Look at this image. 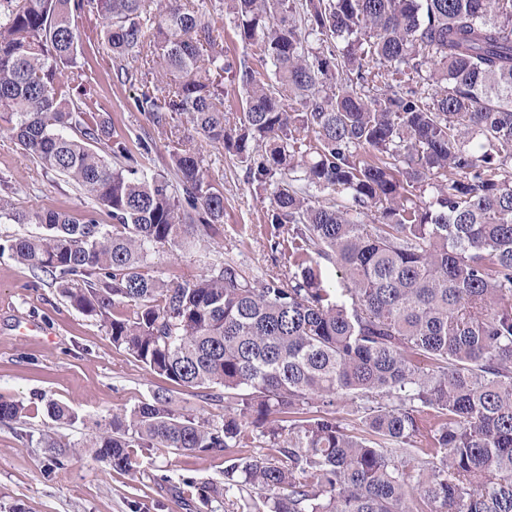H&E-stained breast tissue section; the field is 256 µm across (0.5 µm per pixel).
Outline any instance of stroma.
Returning a JSON list of instances; mask_svg holds the SVG:
<instances>
[{"label":"stroma","mask_w":512,"mask_h":512,"mask_svg":"<svg viewBox=\"0 0 512 512\" xmlns=\"http://www.w3.org/2000/svg\"><path fill=\"white\" fill-rule=\"evenodd\" d=\"M78 65L93 75L89 106L111 116L115 137L130 143L139 137L152 140L148 174L168 173L170 154L181 145L195 151L210 179L224 188L223 235L186 252L154 256L157 278L190 279L227 259L256 280L266 270L286 269L287 257L269 248L268 199L244 182L241 168L225 158L223 148L196 134L187 115L174 114L163 132L135 108L142 91L164 95L170 77L119 81L94 41L84 43ZM8 126L1 118L0 194L20 209L89 210L87 195L43 170L11 138ZM161 388L184 411L209 419L224 413L223 402L204 399L192 388L170 387L168 380L151 374L113 346L100 322L71 307L50 281L35 279L9 253L0 254V397L27 408L20 419L0 422V512L18 507L23 512H207L194 487L182 480L223 484V455L184 456L152 448L138 453L132 469L120 473L94 462L85 447L110 413L133 409ZM50 398L68 406L74 421L52 420L46 409ZM59 453L67 456L62 470L52 466Z\"/></svg>","instance_id":"obj_1"}]
</instances>
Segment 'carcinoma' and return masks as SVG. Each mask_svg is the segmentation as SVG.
Instances as JSON below:
<instances>
[{"mask_svg":"<svg viewBox=\"0 0 512 512\" xmlns=\"http://www.w3.org/2000/svg\"><path fill=\"white\" fill-rule=\"evenodd\" d=\"M164 2L0 0V114L94 202L23 211L0 196V218L45 229L0 251L146 369L232 406L214 423L161 389L112 415L93 458L127 472L139 450L222 452L224 485L197 487L220 507L252 488L267 512H512V0H216L263 74L224 54L205 0ZM90 13L118 75L174 78L137 110L159 127L188 115L269 194L288 272L152 275V253L221 234L224 191L189 148L173 179L148 176L149 142L114 138L84 71L61 79ZM214 71L237 80L231 119ZM327 263L345 288L324 286ZM356 398L359 432L329 410ZM24 410L0 398V420ZM257 429L272 454H236Z\"/></svg>","mask_w":512,"mask_h":512,"instance_id":"1","label":"carcinoma"}]
</instances>
